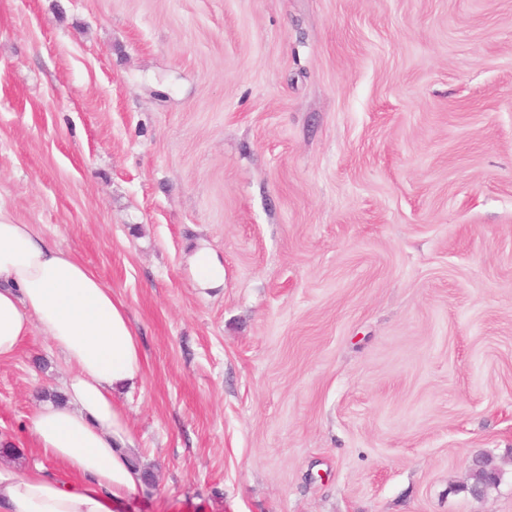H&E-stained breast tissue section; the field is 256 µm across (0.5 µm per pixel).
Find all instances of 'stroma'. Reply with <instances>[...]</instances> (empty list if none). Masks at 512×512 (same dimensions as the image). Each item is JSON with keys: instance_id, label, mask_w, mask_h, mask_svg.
I'll list each match as a JSON object with an SVG mask.
<instances>
[{"instance_id": "stroma-1", "label": "stroma", "mask_w": 512, "mask_h": 512, "mask_svg": "<svg viewBox=\"0 0 512 512\" xmlns=\"http://www.w3.org/2000/svg\"><path fill=\"white\" fill-rule=\"evenodd\" d=\"M0 215L128 306L124 512H512V0H0ZM199 282L207 287H218L224 283V269L212 262L210 257L200 251L193 259Z\"/></svg>"}]
</instances>
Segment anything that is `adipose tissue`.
Listing matches in <instances>:
<instances>
[{
    "label": "adipose tissue",
    "mask_w": 512,
    "mask_h": 512,
    "mask_svg": "<svg viewBox=\"0 0 512 512\" xmlns=\"http://www.w3.org/2000/svg\"><path fill=\"white\" fill-rule=\"evenodd\" d=\"M50 339L72 367L65 399L31 418L39 449L81 484L0 464V512H117L144 481L126 414L112 391L144 364L126 303L75 254L0 220V361L31 334Z\"/></svg>",
    "instance_id": "adipose-tissue-1"
}]
</instances>
